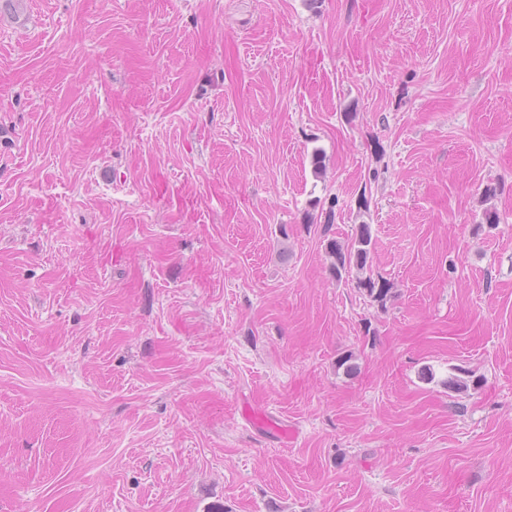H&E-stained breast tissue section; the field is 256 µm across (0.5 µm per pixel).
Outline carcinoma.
Masks as SVG:
<instances>
[{
    "instance_id": "obj_1",
    "label": "carcinoma",
    "mask_w": 512,
    "mask_h": 512,
    "mask_svg": "<svg viewBox=\"0 0 512 512\" xmlns=\"http://www.w3.org/2000/svg\"><path fill=\"white\" fill-rule=\"evenodd\" d=\"M371 243L372 237L368 224L358 225L355 236L346 244L334 239L328 241L326 250L330 258V272L338 281L355 271L362 274V277L358 278L357 286L366 290L374 301L384 306L387 303L390 288L386 280L369 274ZM469 378V371L456 367L453 373L442 380V384L455 392L465 391L471 385L474 387L480 385V380L471 382Z\"/></svg>"
}]
</instances>
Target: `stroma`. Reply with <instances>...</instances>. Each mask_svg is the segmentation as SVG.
Masks as SVG:
<instances>
[{"label":"stroma","instance_id":"obj_1","mask_svg":"<svg viewBox=\"0 0 512 512\" xmlns=\"http://www.w3.org/2000/svg\"><path fill=\"white\" fill-rule=\"evenodd\" d=\"M215 502L512 512V0L0 11V512ZM372 243L369 225L360 224L356 228L355 236L347 244L338 240H330L326 245L328 257L330 258V272L336 281H342L350 277L354 271L363 274L369 272L365 277H358L357 286L363 288L374 301L386 305L390 292L387 281L383 278H374L370 274V246Z\"/></svg>","mask_w":512,"mask_h":512}]
</instances>
